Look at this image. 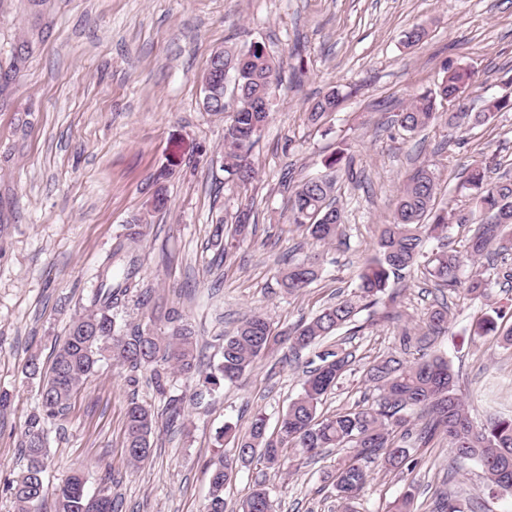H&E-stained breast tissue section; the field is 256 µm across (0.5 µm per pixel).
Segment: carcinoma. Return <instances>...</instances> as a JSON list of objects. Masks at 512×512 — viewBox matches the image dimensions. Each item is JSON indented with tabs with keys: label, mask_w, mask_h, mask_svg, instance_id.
Masks as SVG:
<instances>
[{
	"label": "carcinoma",
	"mask_w": 512,
	"mask_h": 512,
	"mask_svg": "<svg viewBox=\"0 0 512 512\" xmlns=\"http://www.w3.org/2000/svg\"><path fill=\"white\" fill-rule=\"evenodd\" d=\"M246 56L250 57L246 70L237 76L238 102L231 108L224 104L208 108L210 112H230L224 129L226 171L243 184L255 175L248 156L268 122L269 101L278 84L279 67L258 43L244 51L217 50L209 58L211 63L217 58L222 64L236 63ZM474 84V74L468 69L447 67L437 88L412 98L396 114L394 123L407 132L425 128L443 116L438 103L446 102L451 107V138L465 124H487L498 113L512 110V98L502 96L485 100L481 112L469 111L467 100ZM341 100L338 90L329 91L315 103L311 118L316 121L335 111ZM437 181L436 164L427 162L417 166L399 188L390 220L382 225L376 253L358 274V294L280 331L273 329L263 313L251 314L234 333L224 336L222 359L206 377L207 383L217 386L222 381L237 382L264 355L282 345L295 354L317 348L351 323L360 311L376 304L390 282L404 279L405 271L419 263L438 288L484 294L491 287L490 280L477 270L464 279L462 270L492 251L502 255L512 251V177L505 174L494 178L488 166L471 168L464 180L467 203L450 209L436 204ZM284 189L288 223L306 228L313 239L325 244L341 237L343 214L335 202L333 175L327 173L297 184L286 180ZM453 224L472 225L471 235L461 250L448 247V228ZM426 238L438 241L436 252L428 257L422 252ZM319 271L316 257L290 264L281 272L283 287L292 295H300L318 279ZM137 286L132 264L124 269L121 280L112 282V257H107L89 306L55 347L50 364L40 363L35 356L27 360L25 373L39 379L40 411L30 416L20 441L26 468L8 483L18 512H41L47 494L43 480L46 423L64 414L101 361L108 360L132 372L149 368L160 389L170 370L186 377L197 372L196 338L184 324L181 310L174 307L168 311L167 329L163 331L149 323L126 331L117 325L112 309ZM426 327L428 332L418 338L420 342L448 331L447 302H440L427 313ZM317 358L320 364L305 371L301 393L279 417L277 438L266 437V419L258 415L249 434L237 439L233 457L220 455L210 461L206 512H228L225 483L237 465L247 464L257 455L267 464L281 467L288 448L309 460L320 456L326 448L346 446L356 452L337 463L333 487L339 512H354V503L368 478L363 461L380 458L391 468L411 472L417 461L410 449L429 443L438 431L448 438L449 451L455 458L473 460L481 466L490 493L512 495V413L475 426L465 402L457 394L455 375L447 359L432 356L409 363L393 355L382 357L366 372L367 380L379 391L378 397L361 408L323 417L319 405L338 385L352 363L353 354L338 342L318 353ZM414 417L424 420L422 426L413 427ZM155 431L152 411L143 404L130 402L124 433L125 453L131 465L138 466L148 459ZM102 481L101 492L90 497L85 493L83 473L72 472L54 490L55 512H118L117 501L110 492L111 474H105ZM479 508L481 503L474 498L463 503L447 496L436 503L434 512ZM238 512H275L271 489L264 481L255 482L250 494L239 503Z\"/></svg>",
	"instance_id": "carcinoma-1"
}]
</instances>
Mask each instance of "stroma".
I'll list each match as a JSON object with an SVG mask.
<instances>
[{
  "label": "stroma",
  "instance_id": "35a3bbf8",
  "mask_svg": "<svg viewBox=\"0 0 512 512\" xmlns=\"http://www.w3.org/2000/svg\"><path fill=\"white\" fill-rule=\"evenodd\" d=\"M426 25L427 37L406 47L404 35ZM32 51L0 85V391L12 396L0 413V512H16L6 489L26 467L21 433L39 405L38 383L26 378L30 355L49 362L83 313L98 272L116 246L135 260L138 286L114 308L118 324L164 326L170 308L182 310L201 352L190 378L170 374L157 388L149 369L136 373L101 362L64 416L49 422L45 484L55 488L82 468L86 491L97 494L104 473L120 512H203L209 459L232 455L225 425L248 431L265 416L275 433L279 415L301 391L311 351L279 349L235 383L206 384L222 358L223 336L255 311L281 330L312 318L354 293L360 267L376 251L398 189L415 166L436 161L437 202L466 201L464 173L474 164L512 174V111L492 123L449 134L445 122L407 132L392 116L415 95L435 89L445 66H464L477 86L469 104L512 89V0H0V66L9 67L21 39ZM261 44L280 66L271 115L250 160L255 178L241 186L225 169L227 117L202 105V76L218 49ZM344 99L320 122L310 108L332 89ZM354 157L353 175L336 173L343 235L332 244L288 221L284 174L319 176L336 150ZM168 203L152 209L156 193ZM248 210V227L232 255L216 241L215 225H232ZM140 217L139 234L129 223ZM319 254V278L299 296L280 286L289 262ZM512 255L491 270L485 295L440 294L421 269L395 284L399 319L384 305L362 310L338 334L355 360L321 411L332 414L373 401L367 367L393 354L448 360L458 376L471 420L488 421L491 402L480 387L512 402ZM448 301V331L426 348H403L402 330L421 335L427 312ZM503 310L494 332L474 333L477 320ZM152 409L158 431L153 452L132 467L124 449L130 402ZM183 409L171 418L169 406ZM347 448L320 459L292 460L277 470L261 460L236 469L224 488L228 506L266 480L276 512H336L327 472ZM414 471L368 462L357 512H391L414 487L412 512H432L441 493L480 496L483 512H512V496L484 495L477 463L452 467L443 435L417 449Z\"/></svg>",
  "mask_w": 512,
  "mask_h": 512
}]
</instances>
